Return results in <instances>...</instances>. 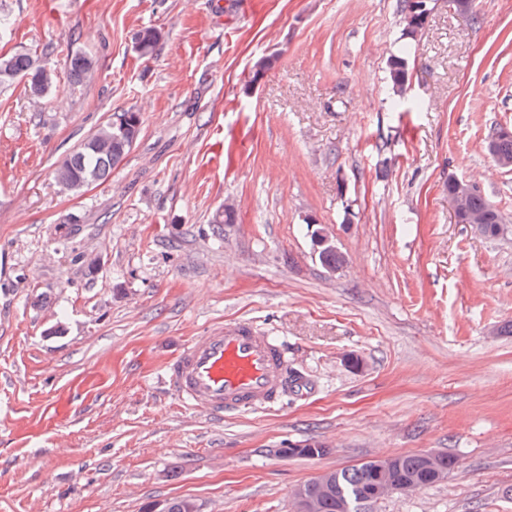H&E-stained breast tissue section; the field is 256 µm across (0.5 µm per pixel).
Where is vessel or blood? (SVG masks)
Instances as JSON below:
<instances>
[{
    "instance_id": "b4317fda",
    "label": "vessel or blood",
    "mask_w": 512,
    "mask_h": 512,
    "mask_svg": "<svg viewBox=\"0 0 512 512\" xmlns=\"http://www.w3.org/2000/svg\"><path fill=\"white\" fill-rule=\"evenodd\" d=\"M169 391L215 419L268 407L288 389L285 347L248 320L211 326L165 366Z\"/></svg>"
}]
</instances>
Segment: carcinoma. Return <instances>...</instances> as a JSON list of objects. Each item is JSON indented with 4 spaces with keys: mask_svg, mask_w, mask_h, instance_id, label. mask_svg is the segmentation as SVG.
I'll return each mask as SVG.
<instances>
[{
    "mask_svg": "<svg viewBox=\"0 0 512 512\" xmlns=\"http://www.w3.org/2000/svg\"><path fill=\"white\" fill-rule=\"evenodd\" d=\"M402 11L407 19L405 35L415 36L426 19L423 0H401ZM161 40V32L151 26L140 29L134 36L135 49L144 59L151 58ZM94 62L82 53L70 56L67 72L70 81L80 84L91 77ZM389 78L394 92L400 93L408 82V65L405 58L395 56L390 60ZM20 79L27 83L31 97L41 98L55 88V71L44 60L29 52H17L0 58V86ZM140 130V116L130 110L115 112L109 121L78 151L67 156L56 169L58 182L71 192H79L92 182L105 180L126 156L136 141ZM494 154L512 160V135L492 134ZM470 207L483 214L484 223L477 231L487 237H497L504 231L505 218L485 196L474 191L469 197ZM321 263L332 269L343 267L344 255L336 248H322L318 252ZM376 477L373 460L359 465L330 471L300 486V489L317 497V512H360L368 502V490ZM394 482L403 486L415 483L419 486L434 483L425 469L421 454H405L394 457ZM165 512H200L196 500L188 497L165 502Z\"/></svg>",
    "mask_w": 512,
    "mask_h": 512,
    "instance_id": "carcinoma-1",
    "label": "carcinoma"
}]
</instances>
